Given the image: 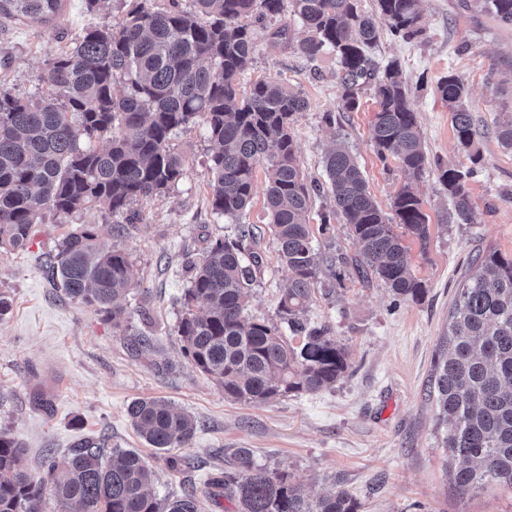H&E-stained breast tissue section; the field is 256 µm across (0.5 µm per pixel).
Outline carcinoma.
<instances>
[{"instance_id":"cac0c4a2","label":"carcinoma","mask_w":512,"mask_h":512,"mask_svg":"<svg viewBox=\"0 0 512 512\" xmlns=\"http://www.w3.org/2000/svg\"><path fill=\"white\" fill-rule=\"evenodd\" d=\"M64 0H0V19L53 25ZM179 0L156 8L134 0L118 27H89L50 61L52 90L19 97L0 89V246L27 248L37 224L100 209L137 219L131 205L166 193L184 176L185 161L171 140L202 121L211 155L212 214L239 218L251 202L258 168L266 174L269 224L290 284L278 300V316L301 345L292 346L280 323L246 315L249 290L261 257L244 261L250 231L213 240L204 253L185 254L190 272L175 335L196 369L224 388L225 397L260 405L288 394L314 393L348 369L345 347L325 326L305 317L321 267L336 257L312 245L310 215L320 185L301 170L292 132L307 99L277 81L259 79L240 90L238 78L256 50V26L268 16L291 12L307 36L297 44L306 58L329 50L340 67L339 109L358 108L364 86L374 85L378 109L371 141L378 157L393 158L413 178L428 165L414 108V94L397 61L383 67L369 50L382 28L395 37L423 35L420 0H376V13L359 0ZM476 12L512 25V0H473ZM452 115L460 146L468 150L477 130L468 90L453 72L437 83ZM105 143L101 148L98 143ZM327 191L335 210L362 247L358 271L382 280L403 300L419 301L423 283L412 273L403 235L425 241L428 216L409 185L392 197L387 217L367 190L354 158L339 147L325 159ZM474 169L450 166L439 179L452 201L451 219L473 217L469 179ZM480 272L457 289L448 334L434 361L429 398L442 427L451 479L463 495L495 486L512 494V257L488 249L475 258ZM41 266L71 300L102 310L112 326L129 322L126 296L139 284L131 256L102 243L94 227L68 230ZM127 414L151 448H186L197 430L193 416L156 399L135 400ZM102 439L77 441L59 460L45 450L42 474L28 473L22 449L0 432V512H41L50 490L60 512H203L195 492L159 499L151 491L153 470L137 452L103 455ZM235 502V512H359L345 488L332 484L310 498L284 472L256 463L249 448L232 454L231 466L213 480Z\"/></svg>"}]
</instances>
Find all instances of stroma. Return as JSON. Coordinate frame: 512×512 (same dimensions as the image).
Masks as SVG:
<instances>
[{"instance_id":"1","label":"stroma","mask_w":512,"mask_h":512,"mask_svg":"<svg viewBox=\"0 0 512 512\" xmlns=\"http://www.w3.org/2000/svg\"><path fill=\"white\" fill-rule=\"evenodd\" d=\"M130 4L115 0L110 11L87 14L83 0H65L57 26L19 21L0 24V77L5 89L24 96L49 90V62L87 27L111 28ZM420 38L406 41L382 31L372 50L377 61H397L417 91L422 141L429 165L407 181L394 160L383 161L371 143L378 104L373 89L356 111L337 108L338 63L324 53L307 61L294 48L259 32L253 62L240 79L249 87L275 80L301 91L308 107L293 124L299 159L309 177L324 178L323 156L344 145L354 156L372 197L389 210L396 190L411 183L429 217L426 241L405 236L414 275L426 293L405 301L380 280L360 278L354 262L361 247L341 220L321 227L318 214L329 200L314 201L313 243L345 256L347 265L322 272L308 303L311 323L330 328L347 351L346 373L316 393L250 405L225 398L183 350L174 328L190 274L185 252L202 253L210 239L253 225L264 265L250 291L248 311L276 321L277 302L290 274L277 255L265 209V173L257 171L254 195L240 220L210 211V144L204 125L179 132L172 145L185 160L183 179L167 194L138 202L141 223L114 237L112 221L99 210L73 214L67 223L46 219L26 250L0 248V294L10 310L0 316V430L25 450L23 463L40 471L45 449L66 454L84 437L141 453L154 471L158 496L193 490L204 512H233L223 490L212 487L236 448L252 449L257 463L286 471L292 483L317 494L340 482L360 512H512V494L485 489L460 495L440 446L436 407L428 398L432 360L448 330L456 289L472 274V259L489 248L512 255V150L501 146L496 120L512 114V27L475 17L462 0H421ZM456 72L469 92L479 131L481 163L470 181L474 220L456 224L439 179L448 165H464L438 79ZM90 224L105 241H117L139 272L127 299L128 326L113 327L100 311L69 300L42 273L40 263L68 228ZM150 340L141 348L136 337ZM140 398L171 401L192 414L198 430L184 448L191 465L170 468L132 426L128 405Z\"/></svg>"}]
</instances>
